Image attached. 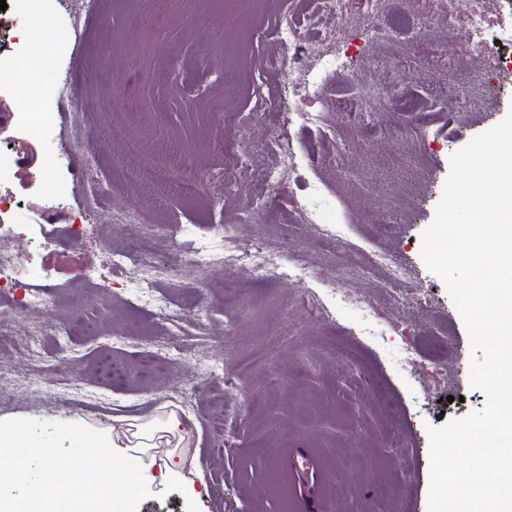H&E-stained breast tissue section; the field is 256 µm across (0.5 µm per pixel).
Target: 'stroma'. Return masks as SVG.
Instances as JSON below:
<instances>
[{"instance_id":"35a3bbf8","label":"stroma","mask_w":512,"mask_h":512,"mask_svg":"<svg viewBox=\"0 0 512 512\" xmlns=\"http://www.w3.org/2000/svg\"><path fill=\"white\" fill-rule=\"evenodd\" d=\"M485 4L484 49L455 71L430 66L426 51L458 58L470 0H453L446 16L417 15L404 41L357 17L337 38L320 39L321 51L343 56L345 67L314 76L320 126L289 129L299 162L291 204L263 185L239 188L233 177L242 162L277 163L266 145L280 120L271 110L278 77L263 66L279 48L273 28L235 39L203 10L172 18L168 0H49L48 12L31 8L33 27L61 29L63 39L51 48L56 85L35 79L0 94L12 129L35 108L41 125L38 164L12 173L13 219L0 232V256H26L19 276L33 293L50 282L56 289L32 316L0 304V325L42 335L26 356L14 353L10 337L0 338V419L71 422L124 445L130 426L154 429L176 413L180 434L163 436L144 457L160 466L173 455L182 466L150 485L137 512H306L288 468L298 448L311 450L322 477L316 512H427L428 427L466 418L488 401L469 380L464 322L421 257L450 156L512 111V7ZM137 16L149 28L135 25ZM160 47L177 58L176 69L160 65ZM446 81L458 86L461 101L419 118L400 110L402 100ZM218 96L231 117L209 113ZM351 97L363 108L353 125L336 106ZM149 110L181 146L178 179L212 174L209 195L179 193L156 212L151 185L119 189L114 149L143 136ZM96 130L105 142L87 151L86 136ZM90 161L109 187L93 208L76 178ZM258 200L266 209L247 220ZM79 213L87 222L82 261L91 268L163 220L170 232L157 241L166 248L217 242L221 226L232 224L244 244L258 236L295 241L310 269L335 271L336 292L326 315L312 317L301 306L304 282L260 280L221 260L147 277L131 270L100 288L74 270L67 240L39 245L40 225L60 228ZM355 246L389 254L408 270L407 284L387 287L382 274L351 265ZM144 281L183 306V320H151ZM203 301L210 305L204 315L197 311ZM74 305L100 325V335H53ZM287 321L295 330L284 336ZM155 343L167 369L146 387L140 353ZM103 351L126 366L122 385L98 379L94 364ZM243 361L252 364L250 377L226 390L225 376ZM198 404L228 407L221 440L192 418Z\"/></svg>"}]
</instances>
